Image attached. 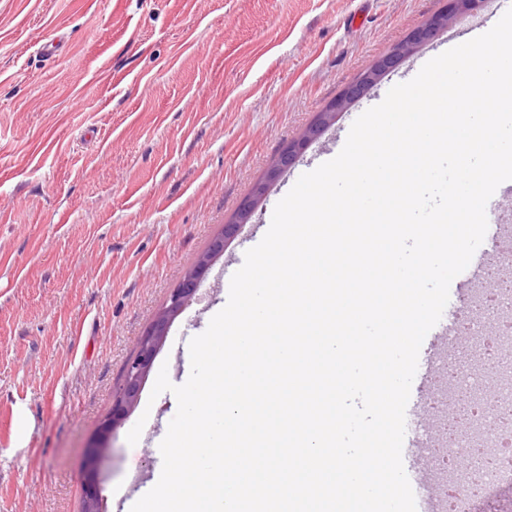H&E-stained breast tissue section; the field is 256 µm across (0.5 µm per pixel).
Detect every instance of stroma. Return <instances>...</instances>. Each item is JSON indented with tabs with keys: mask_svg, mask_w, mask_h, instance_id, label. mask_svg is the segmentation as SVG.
Instances as JSON below:
<instances>
[{
	"mask_svg": "<svg viewBox=\"0 0 512 512\" xmlns=\"http://www.w3.org/2000/svg\"><path fill=\"white\" fill-rule=\"evenodd\" d=\"M445 5L0 0V512H81L92 477L108 512H131L156 485L177 401L153 395V372L108 458L85 465L141 337L267 165ZM468 22L342 112L273 187L173 322L155 360L173 384L277 202L391 87L467 40ZM59 34L66 53L43 57Z\"/></svg>",
	"mask_w": 512,
	"mask_h": 512,
	"instance_id": "1",
	"label": "stroma"
}]
</instances>
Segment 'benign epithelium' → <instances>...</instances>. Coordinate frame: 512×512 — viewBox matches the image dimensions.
<instances>
[{
    "label": "benign epithelium",
    "mask_w": 512,
    "mask_h": 512,
    "mask_svg": "<svg viewBox=\"0 0 512 512\" xmlns=\"http://www.w3.org/2000/svg\"><path fill=\"white\" fill-rule=\"evenodd\" d=\"M483 4L484 0H448V7L444 12L429 18L412 30L405 40L389 53L379 57L370 69L345 87L324 111L317 113L315 120L304 133L292 141L269 165L263 178L254 185L251 196L238 209L235 218L224 224L223 232L211 241L208 250L198 258L194 267L186 272L181 284L171 292L165 307L156 315L149 330L140 340L136 356L124 368L120 386L112 403V412L101 421L95 439L89 446L90 469H96L106 456L113 431L129 416L136 404L145 379L166 341L172 323L184 312L190 302L196 299L206 272L217 259L223 256L228 243L251 220L259 206L266 200L270 190L295 165L305 150L334 124L339 114L366 97L385 75L396 70L406 58L427 45L449 24L461 16L477 12ZM84 508L87 512H104V500L99 484L90 482L86 485Z\"/></svg>",
    "instance_id": "benign-epithelium-1"
}]
</instances>
